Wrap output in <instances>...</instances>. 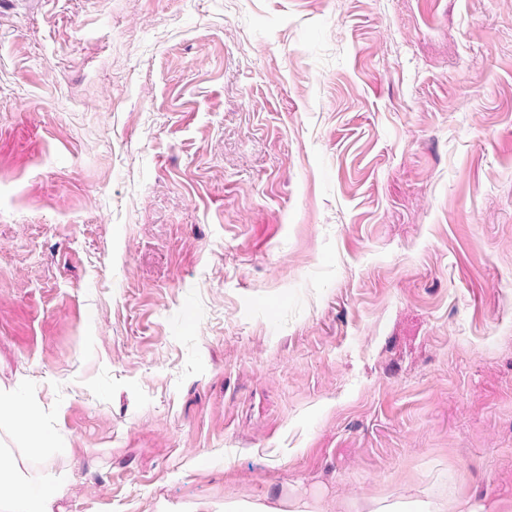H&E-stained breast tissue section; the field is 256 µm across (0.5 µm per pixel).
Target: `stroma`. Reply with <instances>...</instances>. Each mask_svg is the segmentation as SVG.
Segmentation results:
<instances>
[{"mask_svg": "<svg viewBox=\"0 0 512 512\" xmlns=\"http://www.w3.org/2000/svg\"><path fill=\"white\" fill-rule=\"evenodd\" d=\"M0 389L52 512L512 501V0H0ZM3 425L25 429L34 448L54 447L53 440L41 429L35 408L20 401L11 392L0 389V427Z\"/></svg>", "mask_w": 512, "mask_h": 512, "instance_id": "obj_1", "label": "stroma"}]
</instances>
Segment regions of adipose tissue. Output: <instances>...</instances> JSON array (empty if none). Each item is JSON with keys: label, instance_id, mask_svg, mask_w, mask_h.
I'll return each mask as SVG.
<instances>
[{"label": "adipose tissue", "instance_id": "1", "mask_svg": "<svg viewBox=\"0 0 512 512\" xmlns=\"http://www.w3.org/2000/svg\"><path fill=\"white\" fill-rule=\"evenodd\" d=\"M3 425L25 429L35 448L54 445L42 431L35 408L0 389V426ZM65 484L62 477H36L22 471L13 459L0 456V505H6L7 512H51V505Z\"/></svg>", "mask_w": 512, "mask_h": 512}]
</instances>
